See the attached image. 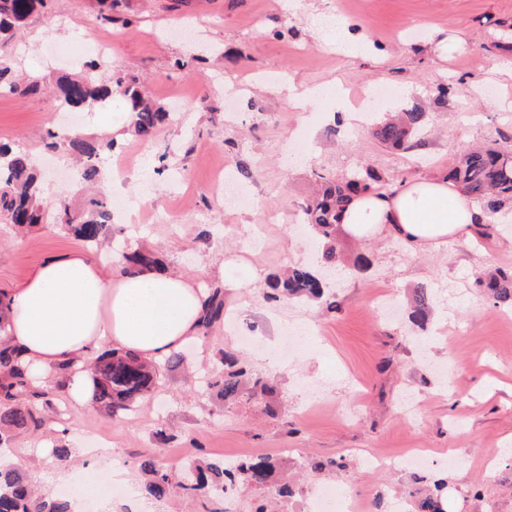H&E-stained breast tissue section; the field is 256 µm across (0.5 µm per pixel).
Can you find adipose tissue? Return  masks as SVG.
Listing matches in <instances>:
<instances>
[{
    "label": "adipose tissue",
    "mask_w": 512,
    "mask_h": 512,
    "mask_svg": "<svg viewBox=\"0 0 512 512\" xmlns=\"http://www.w3.org/2000/svg\"><path fill=\"white\" fill-rule=\"evenodd\" d=\"M447 177L422 178L381 195L367 192L343 213L348 237L386 236L425 250L474 235L489 223ZM209 292L178 271L112 262L83 251L48 257L18 288L0 295V342L15 349L34 386L60 377L77 406L90 403V359L106 350L131 351L159 363L201 342Z\"/></svg>",
    "instance_id": "adipose-tissue-1"
}]
</instances>
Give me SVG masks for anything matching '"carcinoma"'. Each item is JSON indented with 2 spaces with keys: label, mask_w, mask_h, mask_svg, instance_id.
Returning <instances> with one entry per match:
<instances>
[{
  "label": "carcinoma",
  "mask_w": 512,
  "mask_h": 512,
  "mask_svg": "<svg viewBox=\"0 0 512 512\" xmlns=\"http://www.w3.org/2000/svg\"><path fill=\"white\" fill-rule=\"evenodd\" d=\"M45 0H0V35L20 26ZM105 61L90 66L91 75L80 78L63 76L58 79L57 101L71 111L93 105H103L115 96L132 104V137L152 140L160 125L167 119L168 110L147 97L136 77L115 71H102ZM425 122V113L401 112L378 124L372 136L380 143L409 150L414 146ZM69 148L85 160L83 176L88 181L100 175L99 159L103 145L81 135L68 139ZM320 190L315 199L303 207L304 222L315 232L322 245L320 267L297 265L284 275H269L266 299L281 298L318 301L336 308L331 300L322 268H333L339 261L336 252V231L340 215L361 192L388 191L394 184L387 182L377 171L367 168L341 180L318 175ZM448 180L456 183L469 199L495 214L507 204L512 205V155L502 147L467 148L459 153L448 168ZM0 215L17 226L40 224L44 212L39 200L38 177L29 154L18 148L0 144ZM111 220L107 203L93 200L80 215H71L70 207L61 203L58 221L77 239L96 244L107 233ZM132 263L156 270L166 268L153 253L134 251L126 255ZM493 305H512V271H499L479 281ZM433 302L431 290L424 285L414 290L409 322L423 329ZM224 300L214 292L209 304L206 325L222 319ZM184 360L180 351L170 354L163 362L147 364L130 351H104L94 360V389L92 404L107 414L117 416L131 411L134 405L149 395L164 373ZM243 368L231 353H223L220 366L208 376L209 388L226 401L244 395L252 399L259 395H272L275 388L262 378L253 386L245 387ZM50 404L48 393L35 387L27 370L19 364L15 352L7 346L0 348V445L13 436L41 429L49 417L40 413L39 404ZM139 469L149 476L144 492L151 497H162L169 491L181 490L189 495H224V485H244L270 492V498L254 504L252 512H269L272 499L292 498L295 489L277 482L280 459L270 455L253 454L234 462L209 461L190 466L181 480L161 469L150 457L141 461ZM0 512H70L69 502L63 498H47L35 494L27 477L11 465H0ZM415 512H449L448 482L436 479L431 491L416 499Z\"/></svg>",
  "instance_id": "1"
}]
</instances>
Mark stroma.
Masks as SVG:
<instances>
[{
	"label": "stroma",
	"instance_id": "35a3bbf8",
	"mask_svg": "<svg viewBox=\"0 0 512 512\" xmlns=\"http://www.w3.org/2000/svg\"><path fill=\"white\" fill-rule=\"evenodd\" d=\"M321 26L353 20L356 48L336 52L310 34L311 14ZM182 25L199 36L174 35ZM112 41L114 70L138 77L144 92L172 113L144 160L137 139L119 137L104 158L127 160L130 174L119 194L149 199L134 224L112 221L110 246H87L54 218L60 202L73 210L104 194L102 182L68 175L65 146L49 148L59 114L50 94L0 90V144L31 154L45 223L16 233L0 222V292L22 283L47 257L114 250L151 241L176 271L201 275L217 257H232L256 281L223 291L224 319L206 329L202 350H190L134 411L112 417L93 407L71 409L53 389L56 416L36 433L16 437L11 451L22 470L48 494L87 487L84 512H249L254 491L223 503L201 496H145L140 459L181 473L195 460L233 461L246 454L279 455L293 449L288 474L295 497L278 512H306L321 486L369 495L405 496L425 490L431 476L448 480L453 512H512V311L493 306L476 276L512 267V226L493 225L477 244L462 237L420 252L387 237L358 242L337 237L342 252L363 250L370 267L336 268L337 306L263 297L269 275L319 255L310 232L293 233L301 207L313 195L315 173L340 178L362 167L393 183L447 173L453 158L474 144L512 147V0H123L116 20L98 0H48L14 36L0 38V61L20 86H52L64 73L84 72L97 39ZM319 90L357 106L362 91L390 89L371 110L370 123L335 125L333 115L297 111L283 84ZM447 86L439 97L438 86ZM236 89L237 103L226 98ZM425 112L420 144L389 149L371 136L392 106ZM231 171L252 195L248 206L224 205L212 188L219 170ZM434 294L426 330L405 313L386 317L381 297L406 304L414 288ZM243 355L249 375L274 377L280 396L270 405L241 398L221 402L200 380L222 351ZM167 439L159 441L157 430ZM116 443L133 483L121 496L101 494L106 463L87 439ZM65 445L61 462L50 447ZM424 448L432 460L424 481L403 466L406 453ZM501 451L493 470L485 459ZM376 451L396 466L374 470L364 457ZM307 458L342 466L321 474L302 470Z\"/></svg>",
	"mask_w": 512,
	"mask_h": 512
}]
</instances>
